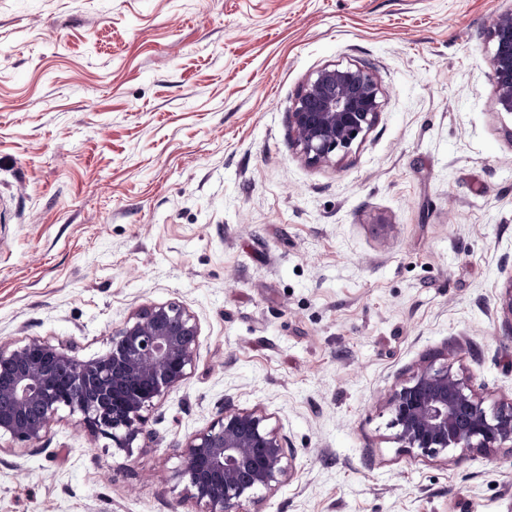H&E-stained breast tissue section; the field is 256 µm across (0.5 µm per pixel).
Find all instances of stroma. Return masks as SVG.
Masks as SVG:
<instances>
[{"instance_id":"1","label":"stroma","mask_w":512,"mask_h":512,"mask_svg":"<svg viewBox=\"0 0 512 512\" xmlns=\"http://www.w3.org/2000/svg\"><path fill=\"white\" fill-rule=\"evenodd\" d=\"M512 0H0V343L104 354L129 314L199 326L133 453L60 412L0 443V512H199L179 447L225 404L293 448L260 512H512V450L422 457L384 398L426 361L512 401ZM370 64L378 125L336 166L288 113ZM492 43L489 63L496 102L512 115V10L498 14L488 32Z\"/></svg>"}]
</instances>
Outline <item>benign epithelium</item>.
<instances>
[{"instance_id": "benign-epithelium-1", "label": "benign epithelium", "mask_w": 512, "mask_h": 512, "mask_svg": "<svg viewBox=\"0 0 512 512\" xmlns=\"http://www.w3.org/2000/svg\"><path fill=\"white\" fill-rule=\"evenodd\" d=\"M496 102L512 115V10L488 32ZM385 90L363 63L328 64L302 85L288 112L291 137L313 167L336 164L378 124ZM198 324L176 303L133 312L113 334L110 351L82 361L63 344L32 337L0 345V439L27 448L43 439L63 410L81 415L94 438L132 452L151 437L143 412L178 386L192 367ZM396 438L409 450L434 457L450 449L489 451L512 444V401L488 410L469 380L449 367L420 364L385 400ZM258 410L224 406L218 418L182 447L180 476L201 512H250L258 491L287 475L293 456Z\"/></svg>"}]
</instances>
